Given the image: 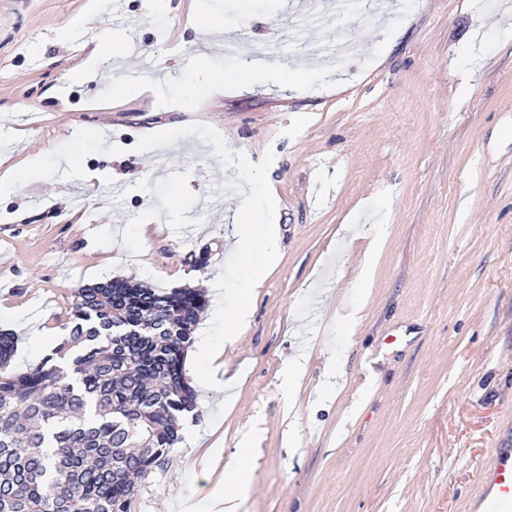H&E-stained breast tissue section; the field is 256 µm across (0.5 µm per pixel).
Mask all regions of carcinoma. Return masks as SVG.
<instances>
[{
  "mask_svg": "<svg viewBox=\"0 0 512 512\" xmlns=\"http://www.w3.org/2000/svg\"><path fill=\"white\" fill-rule=\"evenodd\" d=\"M206 303L132 278L84 285L68 335L26 370L0 330V512H131L197 406L185 358Z\"/></svg>",
  "mask_w": 512,
  "mask_h": 512,
  "instance_id": "carcinoma-1",
  "label": "carcinoma"
}]
</instances>
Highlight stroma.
Segmentation results:
<instances>
[{
  "label": "stroma",
  "instance_id": "stroma-1",
  "mask_svg": "<svg viewBox=\"0 0 512 512\" xmlns=\"http://www.w3.org/2000/svg\"><path fill=\"white\" fill-rule=\"evenodd\" d=\"M93 2L0 0V174L23 176L0 195L14 368L52 352L86 284L132 277L216 305L209 280L243 276L239 224L273 219L277 263L222 357L237 384L216 394L187 357L197 433L133 512L203 500V466L223 475L246 450L241 512H474L483 465L512 448V0H110L103 28L136 16L139 42L72 80ZM203 16L238 53L213 48ZM202 46L217 74L260 46L304 76L195 96ZM137 49L159 71L119 94Z\"/></svg>",
  "mask_w": 512,
  "mask_h": 512
}]
</instances>
